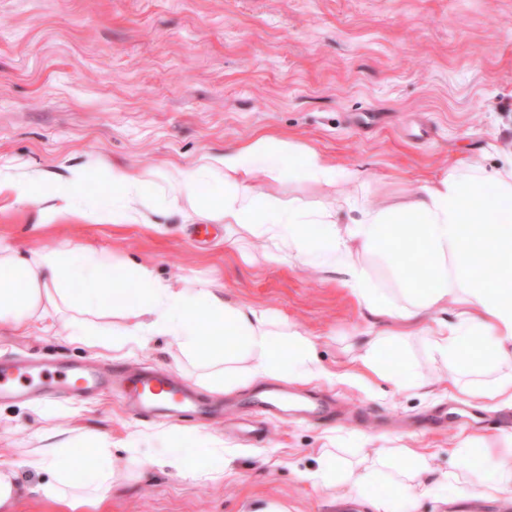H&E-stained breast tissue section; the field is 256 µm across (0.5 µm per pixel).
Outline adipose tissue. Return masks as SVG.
Here are the masks:
<instances>
[{
    "label": "adipose tissue",
    "instance_id": "adipose-tissue-1",
    "mask_svg": "<svg viewBox=\"0 0 512 512\" xmlns=\"http://www.w3.org/2000/svg\"><path fill=\"white\" fill-rule=\"evenodd\" d=\"M298 152L309 181L330 185L343 178V171L314 149L259 135L198 167L163 173L154 192L146 188L152 174L113 168L103 177L120 203L112 220L146 224L158 211L190 209L205 223L238 226L272 242L290 262L314 259L336 268L357 299L377 313L420 322L432 309L454 303L456 321L435 322L428 338L432 352L448 363L512 359V161L496 169L449 168L397 204L342 197L335 206L307 209L256 191L251 173L280 175L285 160ZM341 209L357 212L352 225L337 226ZM362 251L384 256L400 273L398 301L374 288L357 259ZM417 260L421 272L413 277L408 267ZM76 273L85 285L78 296L71 287ZM65 309L74 313L71 341L90 348L93 319L114 311L125 323L113 350L144 348L159 333L174 337L181 355L199 368L198 384L212 392L287 374L302 381L328 374L309 336L283 329L268 311L225 302L219 289L188 290L163 281L147 265L118 275L105 253L56 248L25 253L0 243V323L48 330ZM66 454L53 445L15 463L1 462L0 512H16L27 493L21 481L26 472L41 475L37 494L59 503L63 512H88L98 505L115 475L111 449L94 446L71 463ZM85 472L94 483L81 490L76 480Z\"/></svg>",
    "mask_w": 512,
    "mask_h": 512
}]
</instances>
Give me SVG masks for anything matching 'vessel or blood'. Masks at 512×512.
<instances>
[{
  "mask_svg": "<svg viewBox=\"0 0 512 512\" xmlns=\"http://www.w3.org/2000/svg\"><path fill=\"white\" fill-rule=\"evenodd\" d=\"M118 388L122 399L142 416L178 419L196 413L195 397L166 376L145 370L122 378L111 371L50 358L32 365L19 358H0V401L64 394L73 398Z\"/></svg>",
  "mask_w": 512,
  "mask_h": 512,
  "instance_id": "obj_1",
  "label": "vessel or blood"
}]
</instances>
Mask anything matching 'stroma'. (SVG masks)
Returning <instances> with one entry per match:
<instances>
[{
    "label": "stroma",
    "instance_id": "35a3bbf8",
    "mask_svg": "<svg viewBox=\"0 0 512 512\" xmlns=\"http://www.w3.org/2000/svg\"><path fill=\"white\" fill-rule=\"evenodd\" d=\"M316 149L350 171L320 185L295 155L278 178L257 175L258 192L307 206L361 196L407 200L448 166L503 165L512 152V0H0V172L63 180L69 168L121 165L143 174L193 166L258 133ZM50 194L0 197V239L20 250L68 243L111 256L116 269L153 267L165 281L193 289L208 280L226 301L275 312L312 337L317 360L348 380H269L289 394L333 398L340 422L314 424L285 413L266 423L260 445L239 431L258 418L261 382L230 393L208 421L134 417L119 397L0 404V462L50 445L60 429L71 454L107 441L118 473L98 512H512V485L476 493L482 476L512 467V404H485L449 391L452 379L485 381L512 362L451 365L434 354L423 326L379 316L316 264L272 262L268 242L210 225L191 213L160 215V229L95 221L112 210L97 173L80 211L46 221ZM233 246H225V237ZM70 312L53 330L0 324V356H66L90 365L153 367L195 387L196 368L169 336L135 356L89 349L68 339ZM377 361L407 362L416 384L362 382L353 374L370 340ZM452 416L449 429L430 424ZM166 430L172 453L196 459L211 435L224 448L219 481H191L172 469L130 463L138 432ZM477 438L474 469L455 448ZM430 455L426 492L395 491L404 449ZM335 456L326 481L313 472ZM370 473L363 488L348 475Z\"/></svg>",
    "mask_w": 512,
    "mask_h": 512
}]
</instances>
